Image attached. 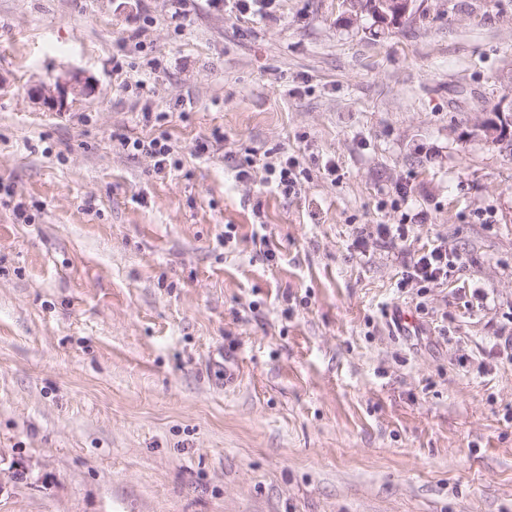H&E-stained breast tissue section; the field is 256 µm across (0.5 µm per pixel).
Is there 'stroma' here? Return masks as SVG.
<instances>
[{
    "mask_svg": "<svg viewBox=\"0 0 512 512\" xmlns=\"http://www.w3.org/2000/svg\"><path fill=\"white\" fill-rule=\"evenodd\" d=\"M506 94L512 0H0V512H512ZM85 92H90V87L87 86H77L73 84L68 83H57L55 85V89L51 90L50 88H40L36 90V93L43 98L45 103L48 105L49 108L61 111L64 109L67 97L69 93H78L82 94ZM508 112L509 114H505ZM496 120L490 121L483 125L484 132L497 145L509 148V153L512 154V140L509 144L510 131L512 125V97L507 94L504 95L497 103L493 111ZM509 144V145H508ZM119 144L123 150L134 154H146L154 160V171L156 174L165 173L172 166H177V161L173 160V145L168 134L165 131L157 133L150 140H141L128 137H121ZM246 167L248 170L243 169L241 175L252 176L250 170H252L255 177L257 174L261 173L263 174L261 177L263 181L271 182L274 179L275 183H277V187H279L285 195L294 193L299 185L298 175L300 172H298L297 169L299 166L298 163L290 157H286L278 163L273 161L257 163V160H248ZM451 267L453 266L448 260V247L441 242L410 258L403 284H408L410 281L430 282L447 279L448 268Z\"/></svg>",
    "mask_w": 512,
    "mask_h": 512,
    "instance_id": "35a3bbf8",
    "label": "stroma"
}]
</instances>
